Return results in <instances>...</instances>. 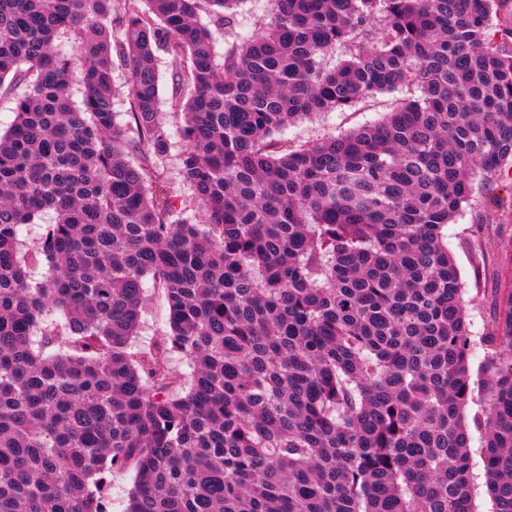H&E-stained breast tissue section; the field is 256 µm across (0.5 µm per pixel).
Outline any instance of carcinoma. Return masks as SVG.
<instances>
[{
	"instance_id": "obj_1",
	"label": "carcinoma",
	"mask_w": 512,
	"mask_h": 512,
	"mask_svg": "<svg viewBox=\"0 0 512 512\" xmlns=\"http://www.w3.org/2000/svg\"><path fill=\"white\" fill-rule=\"evenodd\" d=\"M119 2L0 0V512H111L126 473L127 512H474L444 229L475 178L512 190V0H270L246 38L244 0ZM394 92L373 125L284 135ZM148 287L165 331L138 346ZM497 303L483 454L512 512V282ZM175 64L171 59L163 57L158 66L160 94L163 101V109L166 112H172L170 109V97L172 92V74L175 71ZM182 123L181 115L170 114L169 117V129L172 134V141L174 142V148L171 150L172 156L169 157L167 166L163 171V179L167 182V185L170 188V192L173 196V200L176 203L177 209H187L188 213H191V209H195L192 206L191 201V192L184 186L181 182V179L178 174V165L176 160V154L180 147V140L177 134V130L179 129ZM112 512H125L128 506V493L133 484L131 474L112 477Z\"/></svg>"
}]
</instances>
